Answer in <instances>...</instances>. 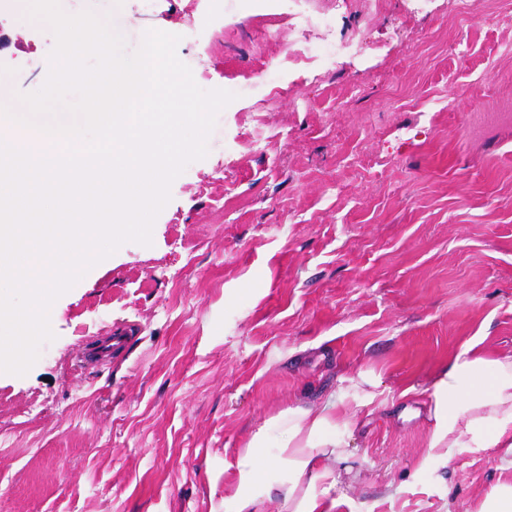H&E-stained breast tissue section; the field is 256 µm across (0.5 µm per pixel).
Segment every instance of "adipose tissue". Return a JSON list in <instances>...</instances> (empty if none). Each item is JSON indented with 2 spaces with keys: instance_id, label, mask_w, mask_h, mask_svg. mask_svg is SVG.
I'll return each instance as SVG.
<instances>
[{
  "instance_id": "adipose-tissue-1",
  "label": "adipose tissue",
  "mask_w": 512,
  "mask_h": 512,
  "mask_svg": "<svg viewBox=\"0 0 512 512\" xmlns=\"http://www.w3.org/2000/svg\"><path fill=\"white\" fill-rule=\"evenodd\" d=\"M430 455L451 459L457 448H494L512 465V354L489 356L467 344L431 387ZM351 420L328 395L295 403L250 434L236 460L232 512H334L344 494L334 465L347 453Z\"/></svg>"
}]
</instances>
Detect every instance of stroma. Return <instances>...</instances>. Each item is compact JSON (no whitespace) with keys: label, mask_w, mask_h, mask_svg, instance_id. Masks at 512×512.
Here are the masks:
<instances>
[{"label":"stroma","mask_w":512,"mask_h":512,"mask_svg":"<svg viewBox=\"0 0 512 512\" xmlns=\"http://www.w3.org/2000/svg\"><path fill=\"white\" fill-rule=\"evenodd\" d=\"M124 0L126 52L180 35L204 90L236 98L127 242L50 311L53 341L0 374V512H231L237 452L326 394L354 427L335 512H475L512 480L496 449L428 455L427 389L470 341L512 352V0ZM321 13L333 29L312 25ZM10 76L45 81L55 37ZM366 39L322 63L298 41ZM283 63L281 92L259 77ZM132 324L81 369L87 340Z\"/></svg>","instance_id":"35a3bbf8"}]
</instances>
